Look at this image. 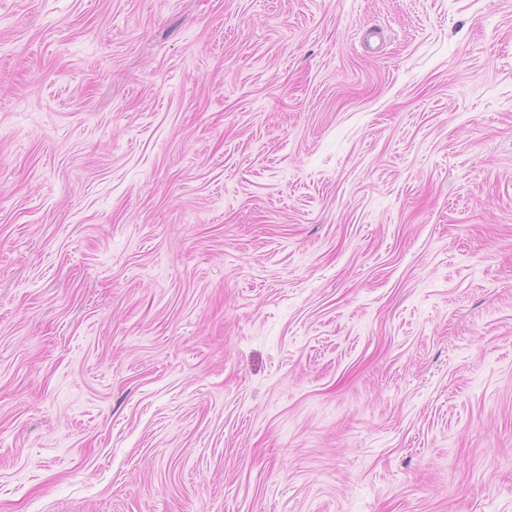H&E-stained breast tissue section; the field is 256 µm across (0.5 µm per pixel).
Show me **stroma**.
Instances as JSON below:
<instances>
[{
	"mask_svg": "<svg viewBox=\"0 0 512 512\" xmlns=\"http://www.w3.org/2000/svg\"><path fill=\"white\" fill-rule=\"evenodd\" d=\"M0 512H512V0H0Z\"/></svg>",
	"mask_w": 512,
	"mask_h": 512,
	"instance_id": "1",
	"label": "stroma"
}]
</instances>
